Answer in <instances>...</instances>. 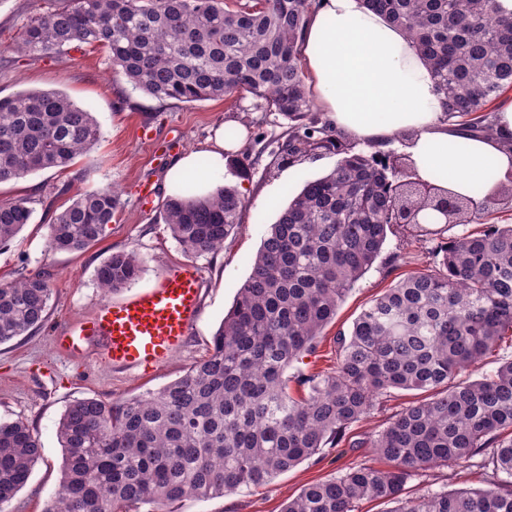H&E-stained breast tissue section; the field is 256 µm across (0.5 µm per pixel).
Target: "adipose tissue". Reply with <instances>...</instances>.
<instances>
[{"mask_svg":"<svg viewBox=\"0 0 512 512\" xmlns=\"http://www.w3.org/2000/svg\"><path fill=\"white\" fill-rule=\"evenodd\" d=\"M301 62L326 121L369 151L399 146L417 176L481 202L512 178V99L484 135L448 125L435 80L402 29L362 0H320L306 27ZM244 133L216 129L199 152L170 169V194L202 196L224 173ZM206 166H199V157Z\"/></svg>","mask_w":512,"mask_h":512,"instance_id":"1","label":"adipose tissue"}]
</instances>
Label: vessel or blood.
<instances>
[{
  "label": "vessel or blood",
  "instance_id": "b4317fda",
  "mask_svg": "<svg viewBox=\"0 0 512 512\" xmlns=\"http://www.w3.org/2000/svg\"><path fill=\"white\" fill-rule=\"evenodd\" d=\"M202 303L197 265L172 264L152 286L102 302L75 325L57 330V343L76 358L95 350L113 369L151 373L185 346Z\"/></svg>",
  "mask_w": 512,
  "mask_h": 512
}]
</instances>
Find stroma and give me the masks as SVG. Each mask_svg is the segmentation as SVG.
<instances>
[{"instance_id":"35a3bbf8","label":"stroma","mask_w":512,"mask_h":512,"mask_svg":"<svg viewBox=\"0 0 512 512\" xmlns=\"http://www.w3.org/2000/svg\"><path fill=\"white\" fill-rule=\"evenodd\" d=\"M45 5V0H0V97L23 90L64 92L92 112L102 138L67 170L47 169L0 184V199H28L32 210L29 224L11 243L0 246V283L41 273L52 288L46 326L0 345V422H26L42 445L27 483L10 502L0 505V512H46L52 505L62 465L57 427L71 401L114 400L157 390L208 355L212 336L248 278L267 228L278 218L277 212L262 208L265 192L278 184L284 199H291L306 181L327 174L339 159L335 153H320L294 163L284 160L281 146L288 139L287 120L265 111L260 99L249 94L232 102L160 101L113 78L109 56L102 49L72 48L35 61L12 57L8 45ZM232 114L247 125L249 135L243 153L226 160L223 182L237 187L249 206L223 248L196 259L205 293L186 345L149 375L114 370L95 355L78 363L57 353L56 329L92 312L104 300L96 270L110 254L131 249L139 254L143 272L136 286L140 289L152 285L167 265L185 260L162 220L168 200L166 176L177 157L200 149L211 129ZM146 183L156 190L154 207L148 212L138 204L139 187ZM108 185L116 189L121 206L101 239L82 252L51 250L47 226L53 214L70 205L77 193ZM434 247L430 240L409 243L401 234H388L373 267L324 329L316 354L293 363L288 376L314 369L334 371L337 334L349 332L363 307L405 274L431 268ZM400 251L405 252V261L391 266L390 257ZM419 396L416 390H390L336 447L323 448L266 485L219 498L187 499L177 504V512H281L288 498L312 483L363 463L385 467V460L367 443L386 427L390 416ZM483 480L482 470L462 461L428 470L426 479L409 480L406 490L417 494L426 482L436 490L478 488Z\"/></svg>"}]
</instances>
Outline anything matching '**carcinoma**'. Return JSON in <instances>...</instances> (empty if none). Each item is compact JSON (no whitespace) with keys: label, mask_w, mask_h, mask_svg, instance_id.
<instances>
[{"label":"carcinoma","mask_w":512,"mask_h":512,"mask_svg":"<svg viewBox=\"0 0 512 512\" xmlns=\"http://www.w3.org/2000/svg\"><path fill=\"white\" fill-rule=\"evenodd\" d=\"M403 28L431 69L448 122L490 133V104L512 90V15L497 0H362ZM318 0H67L33 15L12 51L31 60L73 46L104 49L113 74L158 100L194 103L249 93L290 123L286 154L343 155L305 182L270 225L249 277L212 337L208 355L157 391L71 402L58 423L63 466L46 512H174L187 498L211 499L260 486L336 445L391 389L422 390L370 442L389 463L363 464L315 482L283 512H355L363 499L392 512H512V359L478 380L479 365L512 333V224H491L443 241L437 262L386 289L338 339L336 370L294 377L288 367L316 352L349 291L380 256L387 232L439 235L405 223L433 203L416 174L353 152L347 138L315 126V103L299 43ZM96 118L61 91L0 98V183L66 170L100 140ZM469 224L484 208L448 193ZM119 207L110 187L89 189L48 224L56 251L97 242ZM247 202L234 187L200 198H168L163 214L188 256L223 247ZM25 198L0 200V245L29 224ZM143 271L132 251L97 268L116 292ZM52 290L35 274L0 284V345L41 329ZM491 449L484 489L403 496L413 476ZM41 457L23 421L0 422V503L26 484Z\"/></svg>","instance_id":"1"}]
</instances>
